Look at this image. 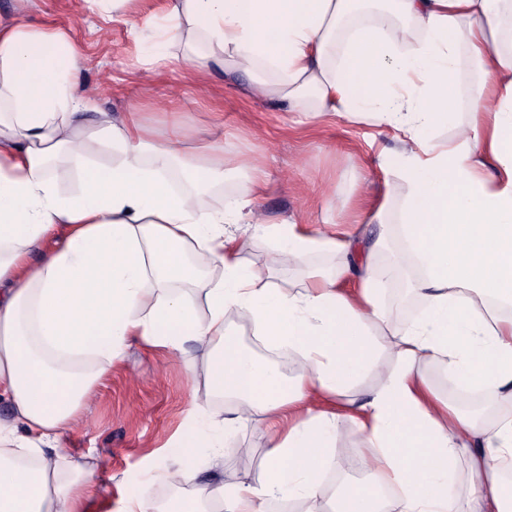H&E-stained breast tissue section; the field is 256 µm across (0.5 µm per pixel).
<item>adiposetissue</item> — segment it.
Returning <instances> with one entry per match:
<instances>
[{"instance_id":"adipose-tissue-1","label":"adipose tissue","mask_w":512,"mask_h":512,"mask_svg":"<svg viewBox=\"0 0 512 512\" xmlns=\"http://www.w3.org/2000/svg\"><path fill=\"white\" fill-rule=\"evenodd\" d=\"M132 33L200 75H245L250 92L310 119L394 129L407 156L399 222L424 309L390 322L373 273L383 232L366 244L289 227L279 263L336 262L297 292L261 284L226 227L261 223L262 167L213 209L223 142L96 111L70 30L0 18V402L10 409L0 512H94L92 463L60 464V448L134 339L165 349L189 339L202 356L194 425L156 474L184 492L167 512H265L285 499L329 512L320 477L348 420L369 448L361 466L399 494L355 489L339 512H512V316L499 311L512 306V0H167L160 21ZM464 60L478 75L467 118L454 138H430L457 114ZM100 150L110 164L94 161ZM65 156L72 195L54 176ZM216 267L222 279L204 280ZM230 312L266 344L296 349L300 372L286 377L231 336ZM388 350L400 365L366 401L299 415L312 392L344 396ZM433 363L494 408L476 415L442 399L424 373ZM253 419L268 440L256 481L228 470L222 452L234 423ZM200 448L205 481L182 466Z\"/></svg>"}]
</instances>
